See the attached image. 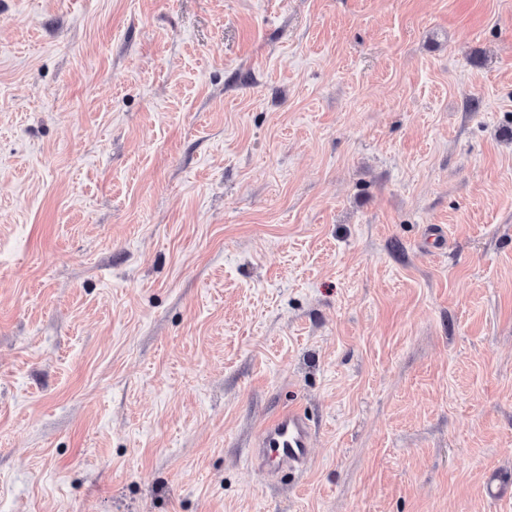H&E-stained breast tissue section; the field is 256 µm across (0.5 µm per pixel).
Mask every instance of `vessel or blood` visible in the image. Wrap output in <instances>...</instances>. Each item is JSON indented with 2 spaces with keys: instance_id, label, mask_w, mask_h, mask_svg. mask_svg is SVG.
<instances>
[{
  "instance_id": "1",
  "label": "vessel or blood",
  "mask_w": 512,
  "mask_h": 512,
  "mask_svg": "<svg viewBox=\"0 0 512 512\" xmlns=\"http://www.w3.org/2000/svg\"><path fill=\"white\" fill-rule=\"evenodd\" d=\"M314 432L297 408L274 415L266 422L253 445L255 464L266 471H297L311 458Z\"/></svg>"
}]
</instances>
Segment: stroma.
I'll use <instances>...</instances> for the list:
<instances>
[{"instance_id": "obj_1", "label": "stroma", "mask_w": 512, "mask_h": 512, "mask_svg": "<svg viewBox=\"0 0 512 512\" xmlns=\"http://www.w3.org/2000/svg\"><path fill=\"white\" fill-rule=\"evenodd\" d=\"M0 512H512V0H0ZM314 432L299 408H288L266 422L253 445L254 463L265 471H297L311 458Z\"/></svg>"}]
</instances>
